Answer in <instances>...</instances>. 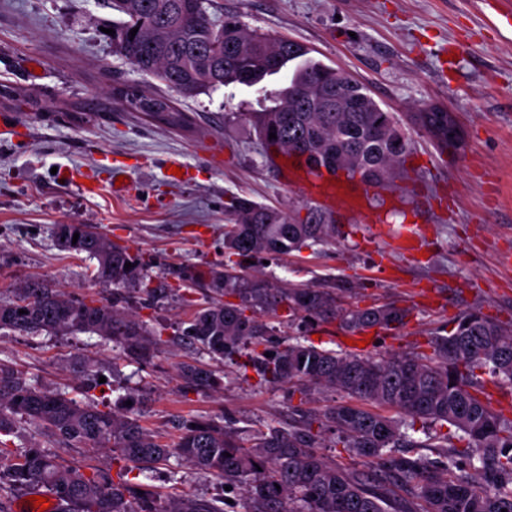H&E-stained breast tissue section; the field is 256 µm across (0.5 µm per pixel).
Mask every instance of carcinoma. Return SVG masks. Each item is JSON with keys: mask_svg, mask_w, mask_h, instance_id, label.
<instances>
[{"mask_svg": "<svg viewBox=\"0 0 512 512\" xmlns=\"http://www.w3.org/2000/svg\"><path fill=\"white\" fill-rule=\"evenodd\" d=\"M204 3L112 0V9L124 16L112 26V41L135 69L186 96L232 84L255 86L282 59L307 55L300 44L250 30L235 16L210 15ZM117 93L131 112L173 128L188 124L164 95L135 89ZM264 100L271 105L244 113V121L266 148L283 155L307 151L316 165L357 177L375 190L394 186L406 171L412 150L408 128L425 132L444 150L457 149L462 140L456 118L444 108L425 106L406 122L384 110L362 83L317 62H304L288 76L287 88L265 93ZM271 133L276 137L269 138ZM225 210L224 262L182 275L186 287L206 280L212 293L180 326V336L200 355L178 365L184 383L194 390L212 388L220 380L213 365L227 358L240 370L253 369L260 385L326 392L336 404L305 416L300 426H269L249 438L230 424L190 418L182 422L178 441L168 446L141 425L139 394L130 393L113 407L105 396L95 397L100 371L91 358L78 362L81 401L31 383L0 361V462L6 463L0 512H11L6 493L40 487L55 495L58 512H226L228 507L233 512H418L390 499L388 484L405 488L424 512H512V421L487 405L481 380L489 374L495 384L512 387V325L477 309L464 311L446 334L433 336L429 355L364 356L307 345L302 332L309 321L337 320L355 334L398 329L412 311L394 303L341 306L324 288H272L247 277L246 260L323 245L336 226L316 207L285 211L236 197ZM63 227L69 232L65 241ZM55 239L59 248L97 262L95 277L112 285V298L87 302L30 279L12 297L0 299V330L96 336L149 364L162 333L126 312L118 299L129 289L155 297L142 258L85 224H59ZM281 304L289 322L299 325L283 350L267 357L265 337L274 327L257 314ZM205 355L211 363H203ZM26 426L30 440L18 445L15 439ZM445 427L455 428L454 434ZM325 431L368 469L333 463L321 451ZM419 432L425 440L415 437ZM41 436L110 448L119 469L113 475L64 465L37 442ZM453 438L463 447L448 444ZM410 448H436L439 457L416 456ZM172 458L242 495L231 503L222 494L161 499L147 481L158 465L168 467L169 479H175Z\"/></svg>", "mask_w": 512, "mask_h": 512, "instance_id": "cac0c4a2", "label": "carcinoma"}]
</instances>
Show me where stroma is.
<instances>
[{
  "mask_svg": "<svg viewBox=\"0 0 512 512\" xmlns=\"http://www.w3.org/2000/svg\"><path fill=\"white\" fill-rule=\"evenodd\" d=\"M207 10L300 42L310 58L350 72L398 116L441 105L466 133L464 153L443 154L412 132L419 163L400 183L397 215L375 224L337 213L335 243L256 261L262 276L332 289L362 307L413 308L405 327L371 330L369 352L428 351L436 328L471 308L512 324V266L503 263L512 259V0H208ZM118 18L106 0H0V121L24 129L17 139H0V298L30 277L86 300L111 297L93 261L56 245L55 225L86 224L147 264L162 294L149 306L133 297L128 308L164 326L162 351L140 369L108 342L89 349L70 336L5 332L0 359L74 396V357L117 369L146 396L142 424L167 444L192 416H230L254 430L291 425L294 405L328 408L331 395L260 388L253 374L224 378L215 391L186 389L175 370L194 355L177 340V328L206 297L202 290L181 295L180 277L223 261L225 206L235 197L284 210L309 202L303 186L283 182L275 157L248 126L228 119L261 111V89H282L285 78L182 95L119 55L106 34ZM453 41L467 49L446 69L441 51ZM119 84L169 95L188 127L125 111L112 94ZM112 159L127 165L121 195L109 182ZM172 160L182 163V180L166 178ZM88 181L94 191L85 190ZM409 227L422 234V251L402 250ZM41 444L66 464H113L108 448L50 437ZM155 487L173 497L223 490L212 476L184 467L176 481Z\"/></svg>",
  "mask_w": 512,
  "mask_h": 512,
  "instance_id": "35a3bbf8",
  "label": "stroma"
}]
</instances>
